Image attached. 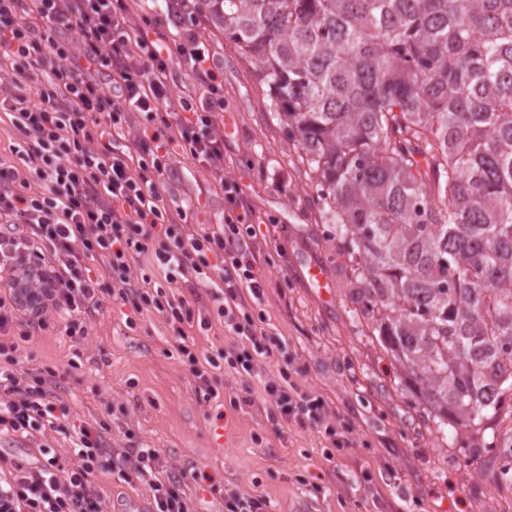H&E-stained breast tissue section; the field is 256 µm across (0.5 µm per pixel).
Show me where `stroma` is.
Returning a JSON list of instances; mask_svg holds the SVG:
<instances>
[{
	"mask_svg": "<svg viewBox=\"0 0 512 512\" xmlns=\"http://www.w3.org/2000/svg\"><path fill=\"white\" fill-rule=\"evenodd\" d=\"M203 41L223 77L215 130L224 137V177L241 188L253 221L270 225L249 241L262 285L254 308L287 340L297 382L325 398L328 423L350 432L351 447L327 457L318 428L272 425L259 378L276 369L273 359L248 384L224 373L218 398L203 399L162 316L127 305L94 314L81 339L59 324L40 333L16 351L18 369L76 360L60 388L72 421L104 423L111 447L133 438L175 469L209 471L216 487L199 494L197 512H224L232 485L264 495L276 512H512V481L499 474L512 452L466 455L427 432L413 398L397 388L393 360L369 326L351 318L345 258L312 201L287 128L268 116L255 64L213 24ZM161 194L169 211L186 212L191 231L222 220L224 193L189 154L171 156ZM312 265L333 282L332 301L309 285Z\"/></svg>",
	"mask_w": 512,
	"mask_h": 512,
	"instance_id": "stroma-1",
	"label": "stroma"
}]
</instances>
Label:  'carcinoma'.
Returning a JSON list of instances; mask_svg holds the SVG:
<instances>
[{
    "label": "carcinoma",
    "instance_id": "1",
    "mask_svg": "<svg viewBox=\"0 0 512 512\" xmlns=\"http://www.w3.org/2000/svg\"><path fill=\"white\" fill-rule=\"evenodd\" d=\"M441 438L512 415V0H202Z\"/></svg>",
    "mask_w": 512,
    "mask_h": 512
}]
</instances>
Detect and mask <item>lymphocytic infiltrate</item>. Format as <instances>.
Returning a JSON list of instances; mask_svg holds the SVG:
<instances>
[{"mask_svg": "<svg viewBox=\"0 0 512 512\" xmlns=\"http://www.w3.org/2000/svg\"><path fill=\"white\" fill-rule=\"evenodd\" d=\"M174 18L164 42L127 21L126 0H0V51L13 79L0 108L22 136L23 168L0 159V352L5 339L28 342L48 329L47 313L67 336H85L86 317L112 304L161 315L204 398L217 397L225 368L253 379L259 360L285 348L258 325L247 294H259L258 261L247 239L255 229L239 186L224 178V139L215 134L214 106H188L174 114L168 82L171 64L183 66L220 95L223 82L199 33L201 14L192 0H169ZM89 48L77 57L74 42ZM107 76V95L91 72ZM145 121L135 153L121 149L128 113ZM205 163L224 191L221 224L190 233L165 207L161 185L176 150ZM139 174H131V165ZM150 256L162 282L131 269ZM98 258L99 269L85 266ZM208 294H201V287ZM214 304L203 313V297ZM221 321L237 346L199 352L191 328ZM65 373L36 366L18 372L0 366V435L36 440L29 463L0 454V512H108L98 484L111 470L117 481L145 491L150 512H194L192 496L212 483L210 473L175 470L158 449L137 441L110 448L103 423L69 422L58 394ZM276 426L322 425L327 402L302 391L287 367L262 384ZM67 436L69 460L47 441Z\"/></svg>", "mask_w": 512, "mask_h": 512, "instance_id": "f902f5d3", "label": "lymphocytic infiltrate"}]
</instances>
